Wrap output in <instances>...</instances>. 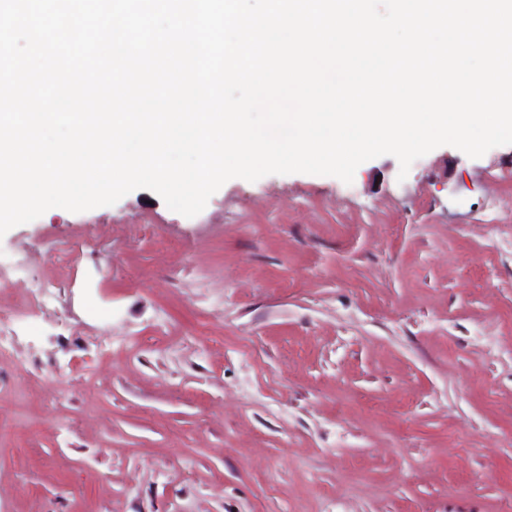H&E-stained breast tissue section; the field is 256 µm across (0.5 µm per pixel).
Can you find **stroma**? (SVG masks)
Wrapping results in <instances>:
<instances>
[{"mask_svg": "<svg viewBox=\"0 0 512 512\" xmlns=\"http://www.w3.org/2000/svg\"><path fill=\"white\" fill-rule=\"evenodd\" d=\"M398 172L234 178L192 218L138 189L1 236L28 277L0 303L39 311L25 374L0 357V512H512V145Z\"/></svg>", "mask_w": 512, "mask_h": 512, "instance_id": "stroma-1", "label": "stroma"}]
</instances>
